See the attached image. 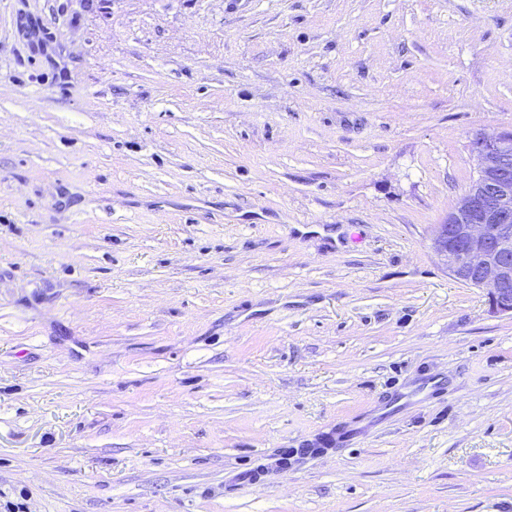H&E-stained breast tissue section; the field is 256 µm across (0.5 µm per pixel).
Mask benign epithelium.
<instances>
[{"instance_id":"7a95c632","label":"benign epithelium","mask_w":512,"mask_h":512,"mask_svg":"<svg viewBox=\"0 0 512 512\" xmlns=\"http://www.w3.org/2000/svg\"><path fill=\"white\" fill-rule=\"evenodd\" d=\"M470 152L476 176L431 248L457 282L486 289L492 310L512 314V129L476 134Z\"/></svg>"}]
</instances>
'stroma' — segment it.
Returning a JSON list of instances; mask_svg holds the SVG:
<instances>
[{"instance_id":"obj_1","label":"stroma","mask_w":512,"mask_h":512,"mask_svg":"<svg viewBox=\"0 0 512 512\" xmlns=\"http://www.w3.org/2000/svg\"><path fill=\"white\" fill-rule=\"evenodd\" d=\"M510 128L512 0H0V512H512ZM470 152L476 176L431 248L457 282L485 288L492 310L512 314V129L477 133Z\"/></svg>"}]
</instances>
